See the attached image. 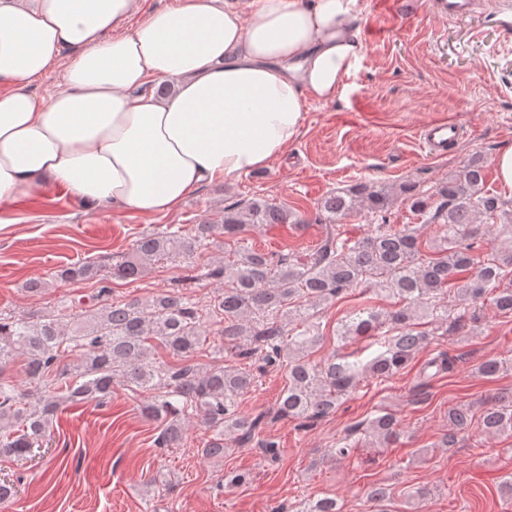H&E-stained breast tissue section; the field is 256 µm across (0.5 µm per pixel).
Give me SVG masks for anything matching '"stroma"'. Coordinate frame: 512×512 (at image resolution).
Returning <instances> with one entry per match:
<instances>
[{
    "label": "stroma",
    "mask_w": 512,
    "mask_h": 512,
    "mask_svg": "<svg viewBox=\"0 0 512 512\" xmlns=\"http://www.w3.org/2000/svg\"><path fill=\"white\" fill-rule=\"evenodd\" d=\"M497 6L498 0H478L472 15L448 20L434 13L433 0L359 5L363 53L335 101H309L299 136L268 166L202 185L173 210L89 209L61 187L0 206V312L54 311L62 301L89 297L93 281H63L57 271L89 260L111 263L142 234L172 225L187 233L256 197L303 218L299 225L247 231L254 247L269 252L314 248L324 232L321 198L365 184L395 189L391 224L414 225L423 240H432L438 226L413 213L399 187L414 182L430 189L475 156L485 162L486 189L511 200L512 188L499 181L495 167L498 152L512 145V29L498 26ZM443 117L454 120L460 134L445 155L434 156L419 133ZM187 273L182 260L160 261L137 280L114 282L113 296L175 290ZM31 280L43 281L41 292L26 291ZM363 307L383 312L390 301L356 289L318 307L320 341L308 353L311 362L332 357L341 320ZM421 328L436 336L398 374L385 381L361 377L336 411L305 429L274 418L287 378L283 369L266 368L241 410L264 415L261 436L280 450L273 462L254 445H229L220 459L202 457L208 431L199 422L187 425L179 447H157L160 421L145 416L144 397L123 386L114 387L107 404L64 407L49 425L40 459L21 464L0 457V478L18 489L0 501V512H270L323 497L335 498L344 512H374L367 492L375 485L391 489L393 512H512L503 488L512 479V436L475 424L454 447L441 445L449 409L464 405L478 414L493 398L512 396V316L487 301L478 322ZM441 357L452 359L451 369L434 367ZM493 358L504 368L483 377L479 365ZM381 411L398 420V441L380 443L364 429L347 456H328L350 427ZM231 472L247 475V482L225 487ZM417 487L430 489L428 500L411 498Z\"/></svg>",
    "instance_id": "obj_1"
}]
</instances>
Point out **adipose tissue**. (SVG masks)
I'll return each mask as SVG.
<instances>
[{
	"mask_svg": "<svg viewBox=\"0 0 512 512\" xmlns=\"http://www.w3.org/2000/svg\"><path fill=\"white\" fill-rule=\"evenodd\" d=\"M357 0H0V205L65 188L143 214L267 166L358 61ZM61 70L62 88L32 93ZM170 82V96L139 95Z\"/></svg>",
	"mask_w": 512,
	"mask_h": 512,
	"instance_id": "adipose-tissue-1",
	"label": "adipose tissue"
}]
</instances>
